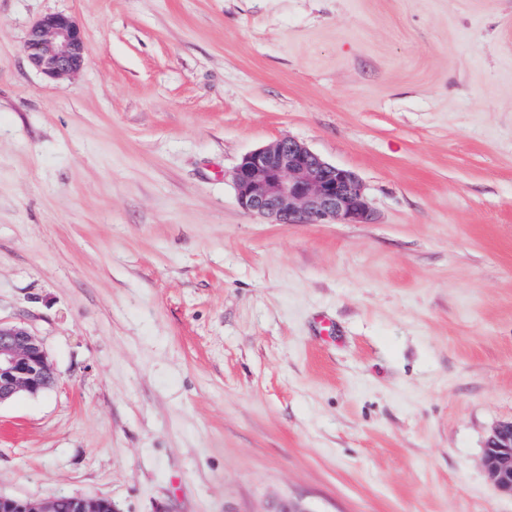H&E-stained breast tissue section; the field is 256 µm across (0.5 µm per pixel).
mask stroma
Returning <instances> with one entry per match:
<instances>
[{
    "label": "stroma",
    "instance_id": "35a3bbf8",
    "mask_svg": "<svg viewBox=\"0 0 512 512\" xmlns=\"http://www.w3.org/2000/svg\"><path fill=\"white\" fill-rule=\"evenodd\" d=\"M72 17L82 69L30 63ZM292 138L369 224L238 206ZM0 493L117 512H512V0H0ZM27 52L31 63L45 76L61 78L82 67L84 38L80 28L69 17L51 14L32 26ZM55 385V371L39 338L0 321V405L19 393L37 395ZM483 464L496 489L512 497V420L494 428L484 450Z\"/></svg>",
    "mask_w": 512,
    "mask_h": 512
}]
</instances>
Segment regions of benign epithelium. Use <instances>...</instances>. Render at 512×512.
Returning <instances> with one entry per match:
<instances>
[{
	"mask_svg": "<svg viewBox=\"0 0 512 512\" xmlns=\"http://www.w3.org/2000/svg\"><path fill=\"white\" fill-rule=\"evenodd\" d=\"M31 63L56 79L83 65L80 28L67 16L39 19L27 40ZM237 202L245 213L276 224H368L372 209L351 171L323 160L305 144L280 139L246 154L234 172ZM56 385L55 371L38 337L0 323V404L19 393L37 395ZM483 464L496 489L512 497V420L489 437ZM0 512H116L107 498L54 496L35 500L0 494Z\"/></svg>",
	"mask_w": 512,
	"mask_h": 512,
	"instance_id": "benign-epithelium-1",
	"label": "benign epithelium"
}]
</instances>
